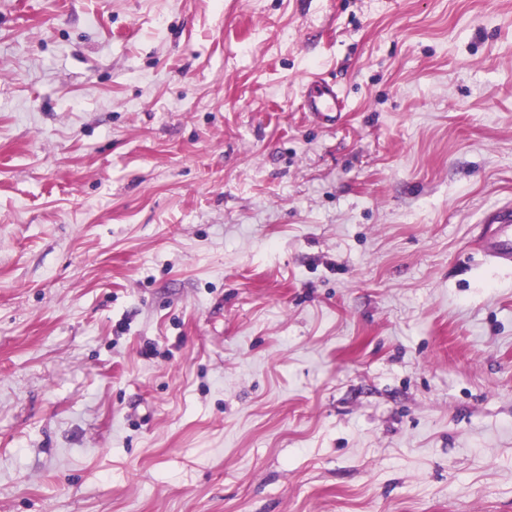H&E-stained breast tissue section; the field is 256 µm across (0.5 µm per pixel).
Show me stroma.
Returning a JSON list of instances; mask_svg holds the SVG:
<instances>
[{
	"label": "stroma",
	"instance_id": "35a3bbf8",
	"mask_svg": "<svg viewBox=\"0 0 512 512\" xmlns=\"http://www.w3.org/2000/svg\"><path fill=\"white\" fill-rule=\"evenodd\" d=\"M508 202L512 0H0V512H512ZM304 107L313 117L335 121L339 112L343 110V99L336 85L324 83L313 77L306 86ZM485 224L494 226L486 239L487 256L503 262L512 260V207L501 206L487 214Z\"/></svg>",
	"mask_w": 512,
	"mask_h": 512
}]
</instances>
